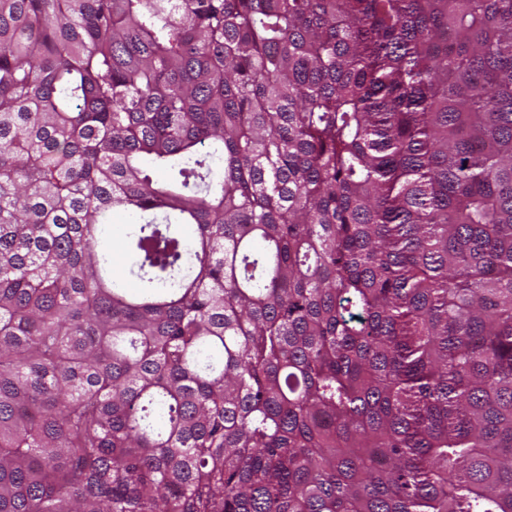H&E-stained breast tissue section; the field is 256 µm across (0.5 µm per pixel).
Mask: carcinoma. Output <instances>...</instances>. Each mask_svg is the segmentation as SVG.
<instances>
[{"label":"carcinoma","mask_w":512,"mask_h":512,"mask_svg":"<svg viewBox=\"0 0 512 512\" xmlns=\"http://www.w3.org/2000/svg\"><path fill=\"white\" fill-rule=\"evenodd\" d=\"M0 512H512V0H0ZM131 223L132 220L128 213L121 212L114 221V224H112L110 231L112 232L111 235L115 241L112 253V262L114 268L124 276L129 286L133 288H138L141 285V281L138 279L136 275H133L129 272V257L127 256L125 251L119 246V242L123 239L126 231V224Z\"/></svg>","instance_id":"1"}]
</instances>
